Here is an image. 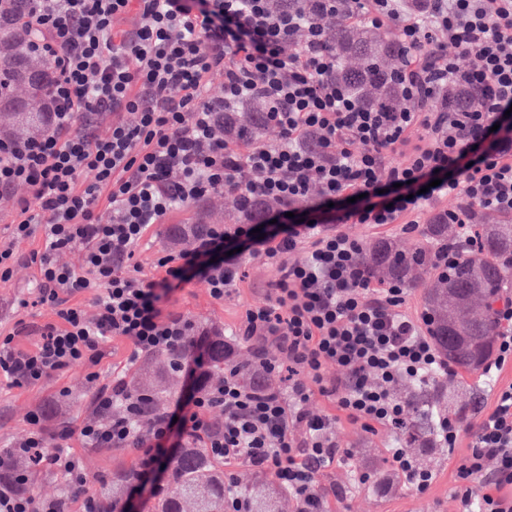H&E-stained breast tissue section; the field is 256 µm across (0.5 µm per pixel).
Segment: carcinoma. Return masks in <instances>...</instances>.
I'll return each mask as SVG.
<instances>
[{"instance_id":"1","label":"carcinoma","mask_w":512,"mask_h":512,"mask_svg":"<svg viewBox=\"0 0 512 512\" xmlns=\"http://www.w3.org/2000/svg\"><path fill=\"white\" fill-rule=\"evenodd\" d=\"M276 9H288L307 16L310 0H273ZM30 0H0V106H5L19 124L36 127L45 118L50 63H35L27 51L31 34L20 30L14 16L30 11ZM351 4L337 0L336 15L326 20L329 44L336 52V83L362 106L375 112H397L405 103L398 74L409 62L413 50L406 47L394 29L351 24L347 12ZM433 95L446 112H466L479 99V92L455 86H437ZM264 106L251 99L224 112V137L243 133L261 134ZM478 253L465 255L467 245L457 224L443 215L423 225V242L404 250L395 242H376L366 250L365 261L376 278L405 285L425 287V314L429 336L441 357L455 369L478 372L491 361L494 335L499 332L493 306L503 298L512 279V218L496 223H480ZM456 250V261L448 273L439 271L437 257ZM209 377L234 371L239 383L252 388L258 368L249 358H228L224 337H214ZM130 388L147 396L148 405L141 423L160 412L172 392L148 388L140 378L129 380ZM407 401L412 419L398 428L402 448H416L439 440L437 424L444 414L441 381L410 382ZM171 488L147 496L151 512H224V459L190 441L179 455L165 461ZM138 480L135 468L120 469L109 477L95 479L92 492L96 512H121L119 491ZM247 512H278L281 494L254 495L243 489Z\"/></svg>"}]
</instances>
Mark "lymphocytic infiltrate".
<instances>
[{
  "label": "lymphocytic infiltrate",
  "mask_w": 512,
  "mask_h": 512,
  "mask_svg": "<svg viewBox=\"0 0 512 512\" xmlns=\"http://www.w3.org/2000/svg\"><path fill=\"white\" fill-rule=\"evenodd\" d=\"M22 19L30 50L51 60L47 128L25 140L0 138V191L26 187L10 240L0 244V281L36 265L35 302L54 322L37 328L34 348L0 336V380L32 386L72 367H88L96 418L78 434L89 448H133L141 474L153 472L172 432L225 461L271 474L297 512H323L317 473L347 454L336 441L338 419L371 430L396 426L408 407L394 395L400 382L440 374L454 378L429 336L403 310L407 287L372 277L364 247L345 224L404 225L430 202L459 199L448 221L468 228L479 209L512 216V0H428L401 14L399 0H352L351 22L394 25L417 56L400 73L407 105L373 112L336 84V53L325 20L336 0H316L304 17L275 10L270 0H33ZM131 26H124L128 15ZM447 34L435 43L434 32ZM224 76V95H209V77ZM480 89L467 112H443L432 87ZM260 99L278 143L228 140L215 114L243 99ZM112 122L100 131L98 117ZM316 146H309V138ZM403 162H390L395 153ZM177 182H170L171 173ZM212 194H231L241 208L272 200L275 210L249 213L234 229L211 226L194 246L161 256L143 272L137 250L150 226L174 209ZM332 210L337 231L292 218ZM277 232L255 239V224ZM43 226L40 249L21 257L17 243ZM257 241L281 275L271 300L246 309L241 338L254 345L261 372L288 374L286 392L241 386L232 373L213 385L198 380L175 414L140 424L142 400L125 376L99 383L102 346L122 339L130 362L180 351V369L196 376L206 365L208 337L188 317L165 310L169 295L199 277L222 300L236 275L232 245ZM75 250L79 266L58 262ZM94 292L87 316L76 296ZM277 356H268L265 342ZM338 374L330 378L327 367ZM335 407L310 410L314 395ZM46 416H27L28 437L0 451V469L26 457L63 473L73 495L84 494L77 457L50 448ZM443 444L469 433L455 480L465 512H512V384L498 390L476 423L440 417ZM0 485V512H59V497Z\"/></svg>",
  "instance_id": "1"
}]
</instances>
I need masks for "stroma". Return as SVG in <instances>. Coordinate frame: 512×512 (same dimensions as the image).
Returning a JSON list of instances; mask_svg holds the SVG:
<instances>
[{
    "label": "stroma",
    "instance_id": "stroma-1",
    "mask_svg": "<svg viewBox=\"0 0 512 512\" xmlns=\"http://www.w3.org/2000/svg\"><path fill=\"white\" fill-rule=\"evenodd\" d=\"M240 221L234 196H209L175 211L165 223L152 225L141 246L139 261L144 270H151L157 257L173 246V228L188 229L195 224L230 227ZM238 271L240 280L227 287L223 300H213L203 284L195 279L171 295L167 309L188 315L201 330L234 331L246 308L268 301L270 285L279 276L276 267L254 256L246 247L241 250ZM36 279L37 268L30 265L16 271L9 282L0 283V330L11 331L20 321L38 326L54 321L49 308L22 305L23 300L35 293ZM86 374L85 367L77 365L35 386L10 387L0 382V449L26 438L30 430L26 417L38 408H48L53 419H65L73 426L89 418L93 412V389ZM511 383L512 366L505 367L493 387L483 386L480 375L457 372L449 383L452 405L458 408L474 402L480 411H487L494 402L496 387ZM336 438L350 450L351 456L341 464L321 470L317 476L322 487L338 489L337 495L325 499V512H462L455 496L454 475L460 458L467 451L466 443H459L452 450L437 447L421 456V463L433 472L434 482L427 494L419 495L406 479L393 476L390 470L389 458L395 439L393 428L368 431L342 419L336 424ZM68 446L80 459L85 476L90 478L137 462L136 451L122 448L93 453L76 436L69 439ZM362 472L370 473L369 483L351 488L352 474Z\"/></svg>",
    "mask_w": 512,
    "mask_h": 512
}]
</instances>
